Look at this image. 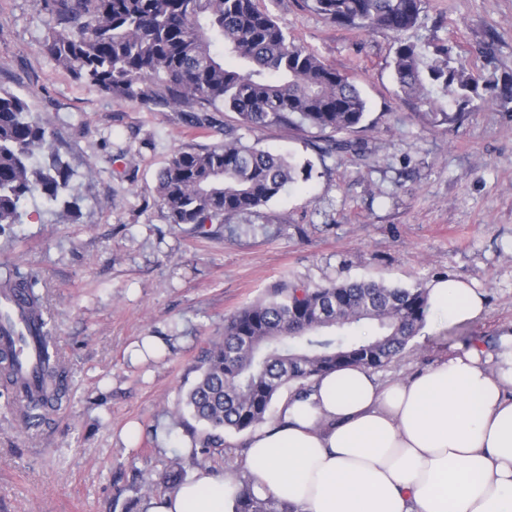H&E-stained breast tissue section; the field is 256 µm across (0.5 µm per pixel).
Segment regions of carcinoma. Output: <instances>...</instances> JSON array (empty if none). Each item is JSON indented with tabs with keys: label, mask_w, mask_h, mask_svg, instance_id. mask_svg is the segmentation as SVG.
<instances>
[{
	"label": "carcinoma",
	"mask_w": 512,
	"mask_h": 512,
	"mask_svg": "<svg viewBox=\"0 0 512 512\" xmlns=\"http://www.w3.org/2000/svg\"><path fill=\"white\" fill-rule=\"evenodd\" d=\"M326 21L359 34L376 29L397 41L392 60L398 96L429 110L432 123L455 124L461 114L449 101L468 102L482 76L440 41H410L422 23L424 0H305ZM47 16L42 47L75 78L111 97L164 112H177L192 129H220L224 143L206 150H178L158 177L156 202L171 224H222L266 206L287 187L311 177L299 165L243 142L239 130L287 125L316 131L327 146L320 156L362 159L366 146L353 135L363 128L367 103L349 76L298 44L257 0H37ZM489 101L506 109L512 81L490 87ZM233 112L237 125L222 124ZM70 171L52 133L34 119L26 101L0 87V229L19 224L22 208L39 197L50 205L70 188ZM36 276L0 280V295L20 296L29 312L43 315ZM429 311L424 288L375 281L284 282L266 299L224 319V340L212 344L184 397L203 458L224 447V434L266 423L285 389L310 390L343 366L382 368L399 359ZM44 388L20 405L30 427L66 396L70 372L60 364L56 332L40 319ZM16 364L0 348V386L9 390ZM184 480L172 468L159 493ZM234 512H294L272 497L244 488Z\"/></svg>",
	"instance_id": "1"
}]
</instances>
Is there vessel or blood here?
Instances as JSON below:
<instances>
[{"label":"vessel or blood","instance_id":"vessel-or-blood-1","mask_svg":"<svg viewBox=\"0 0 512 512\" xmlns=\"http://www.w3.org/2000/svg\"><path fill=\"white\" fill-rule=\"evenodd\" d=\"M0 315L5 318L4 324L0 325V345L14 347L17 353L19 388L24 392L36 390L39 385L38 323L15 298L0 297Z\"/></svg>","mask_w":512,"mask_h":512}]
</instances>
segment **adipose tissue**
Listing matches in <instances>:
<instances>
[{"label": "adipose tissue", "instance_id": "obj_1", "mask_svg": "<svg viewBox=\"0 0 512 512\" xmlns=\"http://www.w3.org/2000/svg\"><path fill=\"white\" fill-rule=\"evenodd\" d=\"M449 322L484 316L478 289L435 279ZM296 512H512V335L382 381L346 366L253 431L241 476L202 475L146 512H234L242 485Z\"/></svg>", "mask_w": 512, "mask_h": 512}]
</instances>
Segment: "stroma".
Masks as SVG:
<instances>
[{
    "mask_svg": "<svg viewBox=\"0 0 512 512\" xmlns=\"http://www.w3.org/2000/svg\"><path fill=\"white\" fill-rule=\"evenodd\" d=\"M260 5L359 88L367 156L319 157L316 133L287 126L244 132L258 148L312 160L313 174L257 212L199 228L169 223L157 175L175 151L223 134L76 79L43 52L35 0H0V87L53 132L76 198L70 208L29 202L0 231V277L38 273L73 372L67 404L36 428L0 395V512H145L146 488L172 464L189 481L239 473L246 435H226L223 452L198 465L179 403L225 317L281 282L424 288L451 276L484 293L481 320L429 312L411 348L380 368L385 378L512 328V111L483 89L461 124L429 127L397 95L393 34L345 30L301 0ZM415 35L512 80V0H425Z\"/></svg>",
    "mask_w": 512,
    "mask_h": 512,
    "instance_id": "1",
    "label": "stroma"
}]
</instances>
